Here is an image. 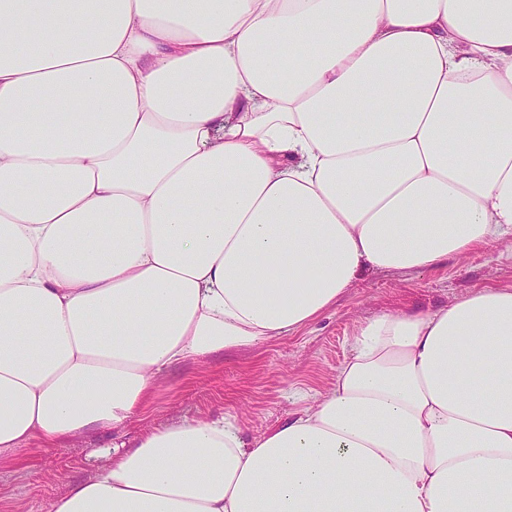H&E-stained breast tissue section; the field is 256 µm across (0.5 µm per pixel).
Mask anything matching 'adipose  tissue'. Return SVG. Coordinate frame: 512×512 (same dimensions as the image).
Here are the masks:
<instances>
[{
	"mask_svg": "<svg viewBox=\"0 0 512 512\" xmlns=\"http://www.w3.org/2000/svg\"><path fill=\"white\" fill-rule=\"evenodd\" d=\"M512 243V0H0V461ZM47 512H512V288L361 325L244 438L183 420Z\"/></svg>",
	"mask_w": 512,
	"mask_h": 512,
	"instance_id": "ef3b65f1",
	"label": "adipose tissue"
}]
</instances>
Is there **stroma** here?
I'll list each match as a JSON object with an SVG mask.
<instances>
[{
  "label": "stroma",
  "instance_id": "obj_1",
  "mask_svg": "<svg viewBox=\"0 0 512 512\" xmlns=\"http://www.w3.org/2000/svg\"><path fill=\"white\" fill-rule=\"evenodd\" d=\"M512 287V249L476 252L421 271L364 270L334 307L297 332L250 350L218 352L165 373L145 415L122 431H92L56 448L32 444L19 461L0 465V512H45L78 481L91 479L113 442L185 419L237 421L255 437L298 409L294 393L332 388L357 329L386 312L437 309L483 287Z\"/></svg>",
  "mask_w": 512,
  "mask_h": 512
}]
</instances>
